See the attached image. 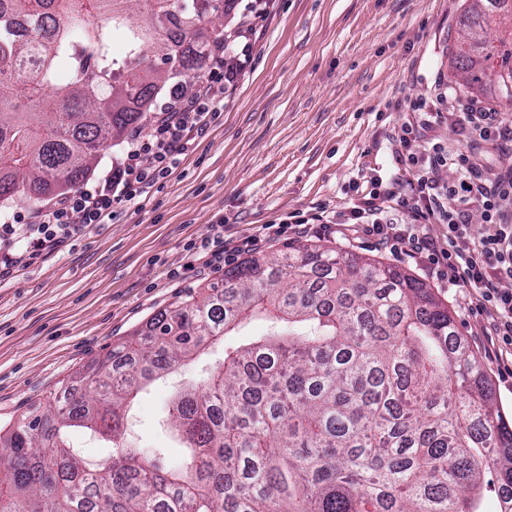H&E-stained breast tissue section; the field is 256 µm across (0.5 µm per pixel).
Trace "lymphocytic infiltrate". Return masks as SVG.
Masks as SVG:
<instances>
[{
    "instance_id": "1",
    "label": "lymphocytic infiltrate",
    "mask_w": 512,
    "mask_h": 512,
    "mask_svg": "<svg viewBox=\"0 0 512 512\" xmlns=\"http://www.w3.org/2000/svg\"><path fill=\"white\" fill-rule=\"evenodd\" d=\"M251 29H237L230 43L215 41L207 59L209 79L190 97H174L153 115L149 138L129 137L115 161L93 181L62 193L51 204L30 213L17 212L0 220V281L43 252H51L81 236L88 227L109 223L117 206L141 205L160 176L178 162L192 135L206 130L215 110L224 104V90L237 78L252 54ZM414 119L402 127L397 162L411 172L410 187L391 185L370 190L368 199L352 203L351 219L340 224L344 237L364 233L377 238L389 252L410 260L427 259L429 275L450 273L449 283L461 288L471 311L482 316V334L495 360L512 355V215L502 203L512 199V171L487 176L475 155L482 143L494 142L512 152V122L476 102L463 105V140L457 147L432 145L426 158L409 153L412 139L424 136L441 118L440 110L416 103ZM438 168L456 170V179L436 183ZM480 210L483 226L473 232L472 210ZM401 210L414 218L394 224L385 215ZM447 228L443 239L432 237L429 224Z\"/></svg>"
}]
</instances>
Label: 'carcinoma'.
Segmentation results:
<instances>
[{
	"mask_svg": "<svg viewBox=\"0 0 512 512\" xmlns=\"http://www.w3.org/2000/svg\"><path fill=\"white\" fill-rule=\"evenodd\" d=\"M130 2L8 0L0 12V204L80 183L146 103L166 86L186 95L181 77L204 68L196 24L223 32L225 0H143L144 15ZM450 52L469 88L483 83L470 51ZM256 318L265 335L172 401L178 468L124 443L148 383ZM72 428L112 454L86 461ZM509 490L512 427L448 308L403 269L318 244L245 259L187 293L0 434V512H482L486 492L512 512Z\"/></svg>",
	"mask_w": 512,
	"mask_h": 512,
	"instance_id": "obj_1",
	"label": "carcinoma"
}]
</instances>
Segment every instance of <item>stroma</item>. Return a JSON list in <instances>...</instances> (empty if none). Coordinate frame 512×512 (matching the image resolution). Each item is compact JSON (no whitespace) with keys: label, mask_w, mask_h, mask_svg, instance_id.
<instances>
[{"label":"stroma","mask_w":512,"mask_h":512,"mask_svg":"<svg viewBox=\"0 0 512 512\" xmlns=\"http://www.w3.org/2000/svg\"><path fill=\"white\" fill-rule=\"evenodd\" d=\"M465 0H274L257 19L251 61L207 132L193 139L145 206H120L110 224L86 230L62 251L41 256L0 282V428L43 411L89 365L105 359L159 310L189 291L221 281L241 255L205 266L194 249L223 225L231 243L272 258L294 235L261 236L265 224L305 216L318 224L349 219L348 203L374 179L406 181L396 136L417 102L445 117L409 144H458L455 117L471 95L448 63V38L463 30ZM445 102H437L440 92ZM335 249L379 257L427 280L448 304L458 332L512 421V379L485 354L483 320L461 289L427 278L422 263L364 235L349 242L318 235ZM224 341L150 383L131 407L128 444L145 457L178 462L165 419L177 385L203 381L224 359Z\"/></svg>","instance_id":"obj_1"}]
</instances>
